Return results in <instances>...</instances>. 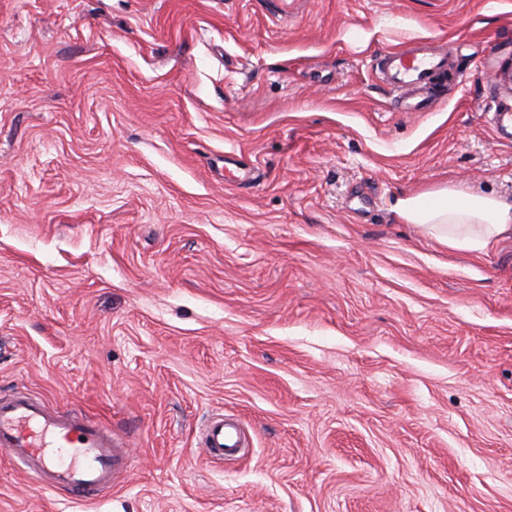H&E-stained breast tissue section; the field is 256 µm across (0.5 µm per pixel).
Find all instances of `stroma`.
Masks as SVG:
<instances>
[{"label": "stroma", "mask_w": 512, "mask_h": 512, "mask_svg": "<svg viewBox=\"0 0 512 512\" xmlns=\"http://www.w3.org/2000/svg\"><path fill=\"white\" fill-rule=\"evenodd\" d=\"M420 44L463 79L407 112ZM496 106L512 0H0V393L131 455L90 500L0 460V512H512V238L392 209L512 200ZM377 68L406 109L428 111L438 104L432 88L438 76L448 73V57L436 47L419 46L405 52H384ZM393 208L403 223L459 251L480 255L512 237V201L496 195L449 186L398 198ZM237 428L224 421L223 414H216L207 422L200 448L209 460H223L224 457L236 456L244 451Z\"/></svg>", "instance_id": "35a3bbf8"}]
</instances>
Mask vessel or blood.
I'll return each mask as SVG.
<instances>
[{"label": "vessel or blood", "instance_id": "1", "mask_svg": "<svg viewBox=\"0 0 512 512\" xmlns=\"http://www.w3.org/2000/svg\"><path fill=\"white\" fill-rule=\"evenodd\" d=\"M377 68L406 108L432 109V88L447 73L448 57L432 46L386 52ZM200 446L207 459L241 453L237 428L217 414L207 422ZM0 456L20 463L39 483L85 497L111 489L130 465L125 441L109 424L81 410H59L45 399L17 390L0 397Z\"/></svg>", "mask_w": 512, "mask_h": 512}]
</instances>
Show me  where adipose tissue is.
Wrapping results in <instances>:
<instances>
[{
    "label": "adipose tissue",
    "mask_w": 512,
    "mask_h": 512,
    "mask_svg": "<svg viewBox=\"0 0 512 512\" xmlns=\"http://www.w3.org/2000/svg\"><path fill=\"white\" fill-rule=\"evenodd\" d=\"M394 210L441 245L483 254L512 237V201L454 186L398 198Z\"/></svg>",
    "instance_id": "adipose-tissue-1"
}]
</instances>
